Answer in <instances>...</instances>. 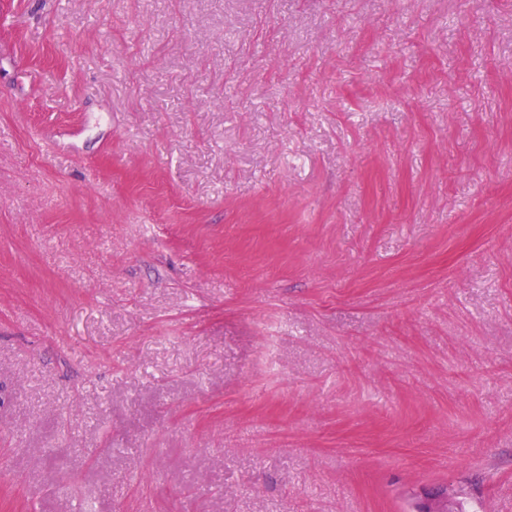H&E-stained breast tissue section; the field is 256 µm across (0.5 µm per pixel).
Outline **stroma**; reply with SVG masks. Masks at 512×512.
Masks as SVG:
<instances>
[{"instance_id": "stroma-1", "label": "stroma", "mask_w": 512, "mask_h": 512, "mask_svg": "<svg viewBox=\"0 0 512 512\" xmlns=\"http://www.w3.org/2000/svg\"><path fill=\"white\" fill-rule=\"evenodd\" d=\"M512 512V0H0V512Z\"/></svg>"}]
</instances>
